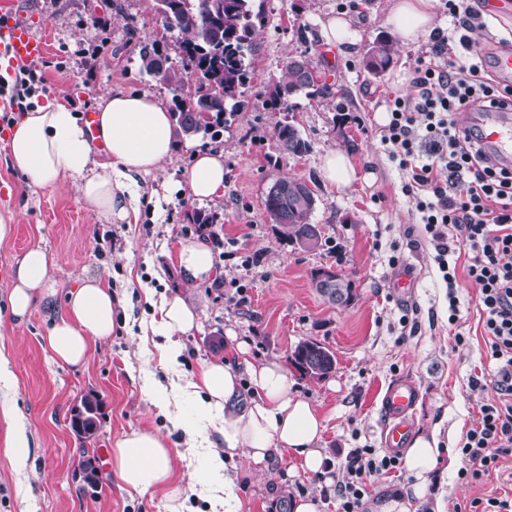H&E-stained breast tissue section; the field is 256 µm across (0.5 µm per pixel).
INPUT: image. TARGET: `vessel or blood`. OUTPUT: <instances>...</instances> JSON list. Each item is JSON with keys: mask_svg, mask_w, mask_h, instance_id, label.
Returning a JSON list of instances; mask_svg holds the SVG:
<instances>
[{"mask_svg": "<svg viewBox=\"0 0 512 512\" xmlns=\"http://www.w3.org/2000/svg\"><path fill=\"white\" fill-rule=\"evenodd\" d=\"M48 42L31 24L16 13L0 14V67L15 68L43 59ZM465 123L478 125L483 139L503 156L512 158V114L469 112ZM416 387L402 380L388 388L383 400V427L387 448L400 451L411 433L407 414L417 399Z\"/></svg>", "mask_w": 512, "mask_h": 512, "instance_id": "vessel-or-blood-1", "label": "vessel or blood"}]
</instances>
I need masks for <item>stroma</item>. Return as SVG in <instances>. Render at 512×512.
Instances as JSON below:
<instances>
[{
    "label": "stroma",
    "mask_w": 512,
    "mask_h": 512,
    "mask_svg": "<svg viewBox=\"0 0 512 512\" xmlns=\"http://www.w3.org/2000/svg\"><path fill=\"white\" fill-rule=\"evenodd\" d=\"M0 0V9L21 5L37 31L46 33L50 51L43 61L45 93L83 114L108 89L145 92L172 101L173 88L141 68L139 43L165 38L164 50L176 56L174 35L164 34L155 0ZM389 0H265V25L257 31L259 50L252 59L247 105L225 127L218 144L227 170L223 196L193 200L180 187L182 171L196 150L210 147L209 137L178 140L170 162L148 176L142 187L137 222L113 223L86 210L69 180L39 188L11 171L6 139L0 133V214L12 216L13 237L0 244V349L8 354L16 378L14 393H0L25 417L30 458L15 471L0 454V512H167L161 494L131 495L114 474L109 454L114 442L133 429L167 435L172 450L183 451L185 434L173 428L151 403L147 380L168 382L191 376L203 357L233 359L227 338L247 341L249 357L277 361L288 369L292 392L311 400L324 418L319 442L325 458L319 475L286 478L289 458L272 464L267 476L242 475L238 495L247 512H289V494L319 497L320 512H336V483L346 476L354 449L384 446L382 399L391 384L412 381L418 399L408 414L412 434L440 428L449 448L479 419V407L492 398L488 338L478 302L479 290L462 282L457 290L459 321L448 322V290L433 260L434 250L422 234L418 215L401 187L406 174L380 144L388 104L401 91L394 85L398 69L412 70L427 39L395 45L392 61L380 76L363 68L378 35L388 33ZM350 10L359 38L358 51L341 57L319 37L320 18ZM306 55L321 70L326 96L292 99L290 109L266 104L269 90L290 58ZM294 123L311 143L296 157L283 152L274 136L277 122ZM331 150L351 155L369 181L347 187L324 181L320 164ZM315 183L311 221L322 236L319 249L306 252L288 245L264 209L268 188L279 177ZM217 214L224 247L215 249L214 280L188 287L175 268L181 241L194 238L195 212ZM41 243L56 272L57 295L35 308L26 323L14 325L7 309L9 273L15 259ZM258 254L261 264L244 266ZM413 269L416 286L406 298L394 295L391 280L400 267ZM329 268L350 279L354 298L345 306L324 301L312 274ZM93 275L108 279L127 302L109 339L100 342L89 361L68 366L54 361L42 338L60 314L68 288ZM177 291L195 308L200 328L184 337L177 363L162 355V337H144L143 328L158 314L163 294ZM243 293L237 307L229 299ZM464 342H457L456 333ZM312 340L336 356L335 369L321 379L303 376L291 365L296 345ZM480 386H472V379ZM98 405L94 437L79 436L72 415L86 397ZM501 477L466 483L456 469L432 476L429 490L446 507L473 498L500 496L512 489L507 474L512 458L501 459ZM97 474L96 485L84 481V466Z\"/></svg>",
    "instance_id": "1"
}]
</instances>
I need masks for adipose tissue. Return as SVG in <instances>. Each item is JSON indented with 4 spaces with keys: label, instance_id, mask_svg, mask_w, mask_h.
<instances>
[{
    "label": "adipose tissue",
    "instance_id": "adipose-tissue-1",
    "mask_svg": "<svg viewBox=\"0 0 512 512\" xmlns=\"http://www.w3.org/2000/svg\"><path fill=\"white\" fill-rule=\"evenodd\" d=\"M435 0H390L386 21L401 44H412L434 28ZM320 36L337 54L355 53L353 18L340 11L320 21ZM98 133L106 153L96 151L77 115L56 100L34 102L14 116L7 128L9 165L38 187L69 179L83 206L90 212L123 222L139 212L140 192L132 175H148L172 159L176 133L163 100L150 93L107 91L97 100ZM224 153L196 151L194 162L182 172V183L193 199L218 196L224 187ZM176 263L188 284L208 280L214 268L210 244L202 239L181 243ZM56 294L52 264L45 249L30 246L18 257L9 275V311L22 323L38 305ZM123 299L99 276H88L69 290L64 309L43 338L45 348L60 363L78 366L92 354L97 342L111 336ZM197 313L178 295L163 297L152 333L163 335L165 358L182 354L181 339L197 331ZM236 362L203 360L198 372L176 391L195 399L199 414L224 440L223 449H210L209 470L201 482L224 489V512H241L236 494L234 460L252 472L269 470L276 458L290 455L295 468L320 472L323 455L318 446L324 420L307 398L292 394L286 369L278 362L254 364L248 345L230 338ZM451 455L439 430L417 435L403 456L413 479L411 491L387 493L368 499L369 512H444L439 498L430 497L428 476ZM112 469L128 493L163 492L169 512H181L182 481L178 479L172 450L155 430H133L112 450Z\"/></svg>",
    "mask_w": 512,
    "mask_h": 512
}]
</instances>
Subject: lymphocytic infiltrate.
<instances>
[{"instance_id": "1", "label": "lymphocytic infiltrate", "mask_w": 512, "mask_h": 512, "mask_svg": "<svg viewBox=\"0 0 512 512\" xmlns=\"http://www.w3.org/2000/svg\"><path fill=\"white\" fill-rule=\"evenodd\" d=\"M441 10L453 32L436 31L417 58L411 92L394 99L381 142L408 176L403 191L414 201L444 282L451 289L458 284L448 255L461 245L466 276L479 289L496 396L481 404L477 424L458 446L461 478L477 482L512 456V165L456 115L512 109V85L486 73L491 53L470 34L487 22L470 0H441ZM398 465L397 457L356 449L346 479L336 484L337 512H364L367 475Z\"/></svg>"}]
</instances>
